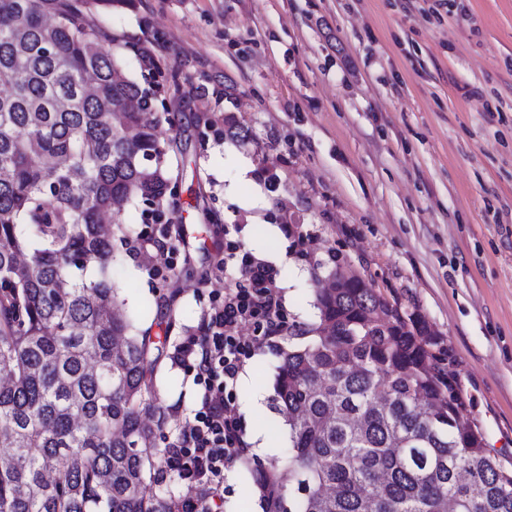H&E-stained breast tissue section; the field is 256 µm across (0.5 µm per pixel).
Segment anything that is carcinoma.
<instances>
[{
  "label": "carcinoma",
  "mask_w": 512,
  "mask_h": 512,
  "mask_svg": "<svg viewBox=\"0 0 512 512\" xmlns=\"http://www.w3.org/2000/svg\"><path fill=\"white\" fill-rule=\"evenodd\" d=\"M96 0H0V512H172L183 474L155 439L165 343L113 278L118 201L163 205L172 140L145 120L160 58L88 20ZM133 52L141 80L108 41ZM249 130L224 119V137ZM280 349L281 461L253 462L262 512H512V470L464 420L425 325L357 279L315 293Z\"/></svg>",
  "instance_id": "carcinoma-1"
}]
</instances>
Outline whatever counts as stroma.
<instances>
[{
	"label": "stroma",
	"mask_w": 512,
	"mask_h": 512,
	"mask_svg": "<svg viewBox=\"0 0 512 512\" xmlns=\"http://www.w3.org/2000/svg\"><path fill=\"white\" fill-rule=\"evenodd\" d=\"M425 16L423 0H101L92 24L152 46L163 63L151 113L173 131L178 211L135 203L139 238L194 225L205 246L167 277L113 238L116 286L130 312L149 306L154 334L195 335L212 250L231 244L270 264L289 321L312 324L315 265L338 255L435 334L453 357L466 416L512 468V0H464ZM178 116L169 128L166 113ZM252 130L218 137L202 117ZM261 341L232 396L244 439L288 432L275 399L278 348ZM167 437L192 419V369L165 366ZM213 512H261L250 472L224 471Z\"/></svg>",
	"instance_id": "35a3bbf8"
}]
</instances>
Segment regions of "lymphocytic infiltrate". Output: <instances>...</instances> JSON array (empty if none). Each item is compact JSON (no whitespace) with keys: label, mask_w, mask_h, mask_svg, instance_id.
Returning <instances> with one entry per match:
<instances>
[{"label":"lymphocytic infiltrate","mask_w":512,"mask_h":512,"mask_svg":"<svg viewBox=\"0 0 512 512\" xmlns=\"http://www.w3.org/2000/svg\"><path fill=\"white\" fill-rule=\"evenodd\" d=\"M236 258L241 261V283L224 293H211L199 335L180 349L181 359L195 372L201 396L192 422L166 459L167 466L187 474V491L176 500L173 512H208L209 502L220 497L225 468L245 453L235 407L226 394L255 348L242 336V327L256 325L268 337L287 335L290 327L275 274L264 261L217 251L203 283L221 279L229 261Z\"/></svg>","instance_id":"f902f5d3"}]
</instances>
